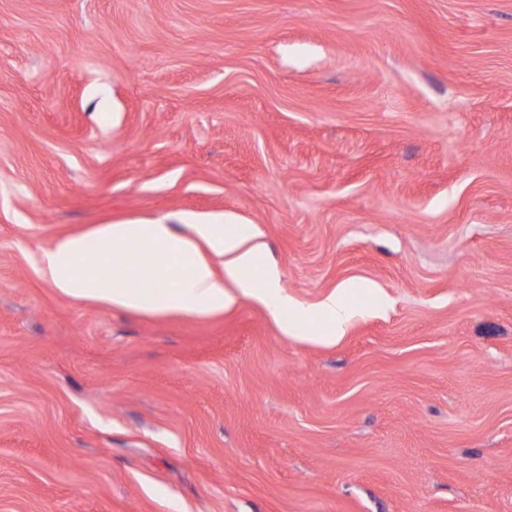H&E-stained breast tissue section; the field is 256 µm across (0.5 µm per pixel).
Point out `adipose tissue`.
<instances>
[{"mask_svg":"<svg viewBox=\"0 0 512 512\" xmlns=\"http://www.w3.org/2000/svg\"><path fill=\"white\" fill-rule=\"evenodd\" d=\"M149 242L154 252L143 253ZM95 262H88L90 245ZM41 279L61 295L140 315L216 317L242 299L264 302L272 316L293 308L267 249L257 234H243L223 217L93 224L56 237L38 261ZM350 284L334 289L317 305L325 317L316 338L344 336L352 316L345 296Z\"/></svg>","mask_w":512,"mask_h":512,"instance_id":"obj_1","label":"adipose tissue"}]
</instances>
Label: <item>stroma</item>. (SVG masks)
<instances>
[{
  "label": "stroma",
  "instance_id": "obj_1",
  "mask_svg": "<svg viewBox=\"0 0 512 512\" xmlns=\"http://www.w3.org/2000/svg\"><path fill=\"white\" fill-rule=\"evenodd\" d=\"M212 215L298 337L37 274ZM0 512H512V0H0ZM353 288H358L357 283H344L317 304V310L325 317L326 324L323 329L314 331L311 337L335 342L336 338L344 336L352 316V308L345 295Z\"/></svg>",
  "mask_w": 512,
  "mask_h": 512
}]
</instances>
